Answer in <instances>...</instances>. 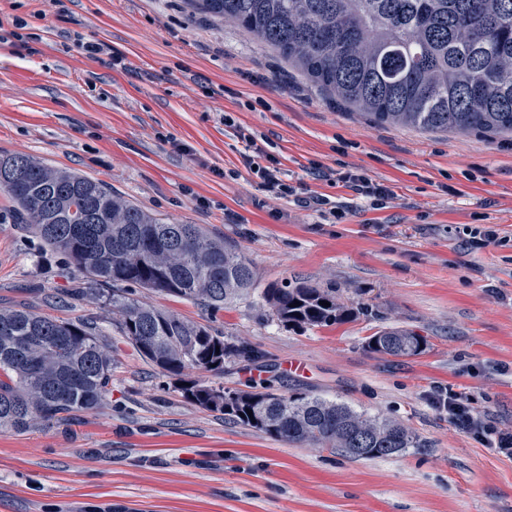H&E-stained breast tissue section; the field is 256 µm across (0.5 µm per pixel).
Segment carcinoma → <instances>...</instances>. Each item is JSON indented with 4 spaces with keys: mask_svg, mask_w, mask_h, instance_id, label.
<instances>
[{
    "mask_svg": "<svg viewBox=\"0 0 512 512\" xmlns=\"http://www.w3.org/2000/svg\"><path fill=\"white\" fill-rule=\"evenodd\" d=\"M274 49L337 103L380 125L512 136V0H190ZM0 190L42 246L87 279L85 292L118 316L122 336L176 378L193 404L292 445L357 459L415 447L402 425L343 402L272 391L182 384L187 367L222 373L231 356L254 360L206 326L135 298V289L191 300L215 313L249 293L255 273L200 224L166 221L75 172L0 154ZM263 298L286 326H330L351 315L336 289L298 283ZM330 303L324 307L320 302ZM298 306H293V303ZM97 328L31 310L0 309V431L98 408L114 357ZM423 337L387 327L367 347L420 354Z\"/></svg>",
    "mask_w": 512,
    "mask_h": 512,
    "instance_id": "obj_1",
    "label": "carcinoma"
}]
</instances>
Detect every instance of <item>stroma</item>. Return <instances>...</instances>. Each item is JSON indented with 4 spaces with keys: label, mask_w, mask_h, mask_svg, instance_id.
<instances>
[{
    "label": "stroma",
    "mask_w": 512,
    "mask_h": 512,
    "mask_svg": "<svg viewBox=\"0 0 512 512\" xmlns=\"http://www.w3.org/2000/svg\"><path fill=\"white\" fill-rule=\"evenodd\" d=\"M97 42L111 55L91 54ZM249 135L297 194L273 196L245 166ZM0 153L98 180L250 260L253 290L214 314L142 291L259 355L183 379L319 395L416 440L352 459L194 405L124 341L111 308L74 295V269L12 222L0 190V308L94 322L115 358L98 409L0 432V512H512V457L431 401L465 393L512 430V137L370 123L190 0H0ZM350 170L394 199L373 206L340 181ZM309 196L350 210L332 217ZM478 225L498 238L467 248ZM287 282L336 289L352 317L282 325L262 293ZM392 326L421 335L424 352H368Z\"/></svg>",
    "instance_id": "35a3bbf8"
}]
</instances>
